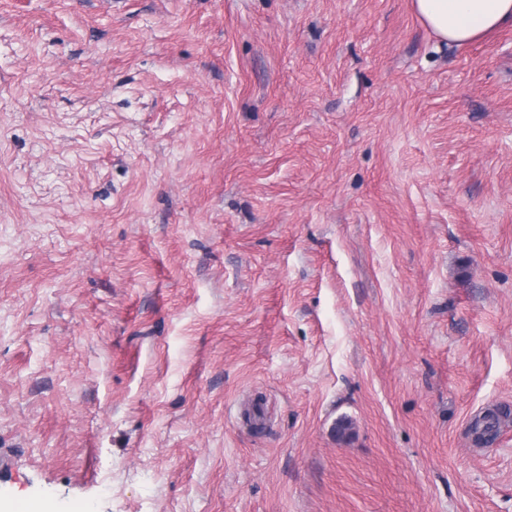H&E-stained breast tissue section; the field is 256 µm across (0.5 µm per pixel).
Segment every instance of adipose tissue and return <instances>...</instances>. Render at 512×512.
I'll list each match as a JSON object with an SVG mask.
<instances>
[{
    "label": "adipose tissue",
    "instance_id": "1",
    "mask_svg": "<svg viewBox=\"0 0 512 512\" xmlns=\"http://www.w3.org/2000/svg\"><path fill=\"white\" fill-rule=\"evenodd\" d=\"M413 7L426 27L453 44L512 27V0H413Z\"/></svg>",
    "mask_w": 512,
    "mask_h": 512
}]
</instances>
